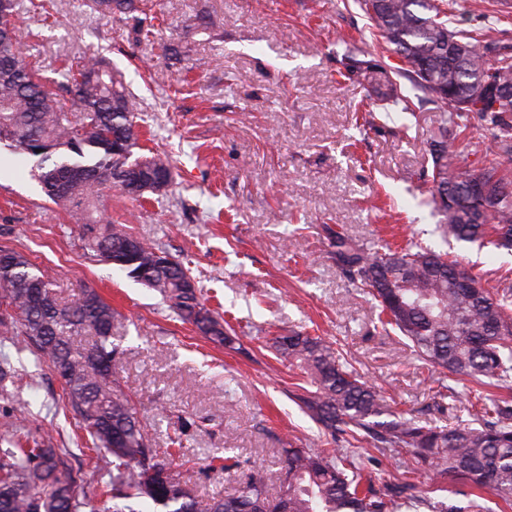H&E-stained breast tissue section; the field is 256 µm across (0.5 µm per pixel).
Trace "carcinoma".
I'll return each mask as SVG.
<instances>
[{
    "label": "carcinoma",
    "instance_id": "cac0c4a2",
    "mask_svg": "<svg viewBox=\"0 0 512 512\" xmlns=\"http://www.w3.org/2000/svg\"><path fill=\"white\" fill-rule=\"evenodd\" d=\"M399 64L346 55L348 75L361 76L386 105H404L402 81L440 104L430 136L432 180L423 204L440 216L431 234L444 243L491 245L512 252V50H500L458 27L467 14L459 0H358ZM103 17L135 9L134 0H88ZM16 0H0V144L39 158L34 177L45 196L70 213L87 253L125 271L156 291L184 323L214 341L232 342L223 320L200 299L196 279L172 258L162 263L161 245L104 222L108 191L137 201L134 185L158 175L172 182L167 157L149 165L134 157L139 147L137 104L103 59L83 56L61 71L62 90L78 111L60 104L45 88L41 69L21 57L19 31L10 17ZM486 123L490 139L475 149L476 163L461 166L459 140L471 120ZM483 178L485 193L470 190ZM336 264L350 282L378 302L384 330L393 329L414 351L453 381L489 377L512 385V284L462 288L467 269L434 250L417 234L393 248H368L341 228H326ZM112 305L93 288L62 302L53 281L23 253L10 251L0 265V335L21 336L48 365L62 387L63 407L91 437L93 469L108 476L96 495L112 501L110 512H201L194 490L170 455L151 447L134 407L113 389L118 350L112 345ZM91 336L88 343L77 341ZM278 359L306 374L310 390L302 410L322 435L346 448L283 449L285 479L277 494L266 489L259 468L241 476L235 492L212 497L206 512H489L482 496L464 505L419 494L404 480L386 491L365 479V466L351 448L369 440L394 453L406 472L448 475L512 504V405L478 397L471 407L483 420L441 429L395 411L389 397L363 381L349 362L322 339L292 331L273 337ZM12 362L0 359V396H15ZM91 509L84 475L67 464L63 449L16 423L0 435V512H82Z\"/></svg>",
    "mask_w": 512,
    "mask_h": 512
}]
</instances>
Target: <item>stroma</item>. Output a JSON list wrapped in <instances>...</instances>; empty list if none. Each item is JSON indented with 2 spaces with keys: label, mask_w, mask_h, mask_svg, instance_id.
<instances>
[{
  "label": "stroma",
  "mask_w": 512,
  "mask_h": 512,
  "mask_svg": "<svg viewBox=\"0 0 512 512\" xmlns=\"http://www.w3.org/2000/svg\"><path fill=\"white\" fill-rule=\"evenodd\" d=\"M17 0L13 22L26 57L59 91L64 57L97 52L138 98L141 148L172 163L164 195L134 202L111 192L114 224L162 245L189 267L208 308L234 329L232 345L183 323L161 297L83 247L71 218L46 202L34 160L0 146V249L26 254L65 301L96 289L117 313L116 388L129 396L154 447L170 452L200 504L235 478L204 468L235 457L279 490L283 448L322 449L326 438L296 399L295 369L269 347L295 330L333 344L406 417L445 427L472 420L474 397L512 400V387L443 379L397 332H383L371 297L337 267L325 226L360 242L401 244L437 219L420 200L430 175L427 142L440 112L383 107L370 87L344 75L346 54H384L354 0H140L104 18L84 0H54L51 17ZM473 273L512 276V255L461 243L452 251ZM19 374L13 421L67 449L94 484L77 417L61 409L60 382L45 363L0 339Z\"/></svg>",
  "instance_id": "1"
}]
</instances>
